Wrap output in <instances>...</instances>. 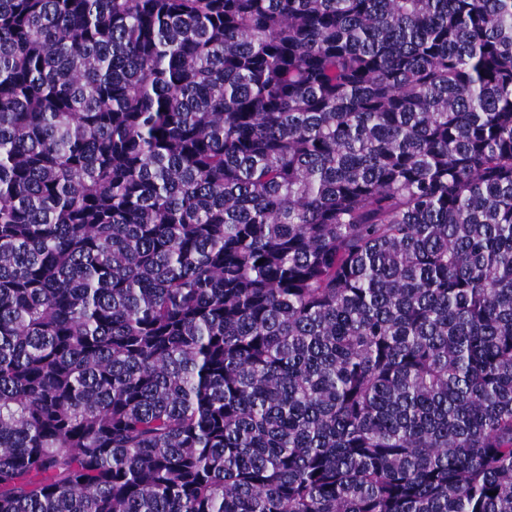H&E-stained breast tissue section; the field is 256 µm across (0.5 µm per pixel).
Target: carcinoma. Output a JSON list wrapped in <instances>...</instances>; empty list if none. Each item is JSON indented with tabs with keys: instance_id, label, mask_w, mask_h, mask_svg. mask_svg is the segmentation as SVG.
I'll return each instance as SVG.
<instances>
[{
	"instance_id": "1",
	"label": "carcinoma",
	"mask_w": 512,
	"mask_h": 512,
	"mask_svg": "<svg viewBox=\"0 0 512 512\" xmlns=\"http://www.w3.org/2000/svg\"><path fill=\"white\" fill-rule=\"evenodd\" d=\"M0 512H512V0H0Z\"/></svg>"
}]
</instances>
